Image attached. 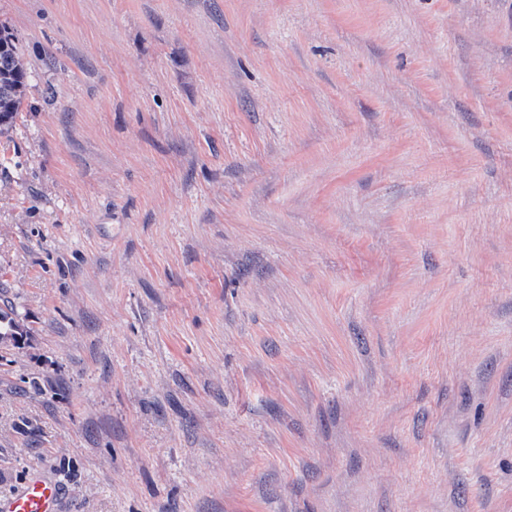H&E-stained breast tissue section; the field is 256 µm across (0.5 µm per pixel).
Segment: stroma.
<instances>
[{
    "mask_svg": "<svg viewBox=\"0 0 512 512\" xmlns=\"http://www.w3.org/2000/svg\"><path fill=\"white\" fill-rule=\"evenodd\" d=\"M0 497L512 512V0H0ZM37 381L39 391L28 388ZM29 72L12 34L0 27V137L8 134L26 100ZM62 502L60 485L34 473L8 498L0 499L1 512H59Z\"/></svg>",
    "mask_w": 512,
    "mask_h": 512,
    "instance_id": "stroma-1",
    "label": "stroma"
}]
</instances>
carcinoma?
Here are the masks:
<instances>
[{"label": "carcinoma", "instance_id": "1", "mask_svg": "<svg viewBox=\"0 0 512 512\" xmlns=\"http://www.w3.org/2000/svg\"><path fill=\"white\" fill-rule=\"evenodd\" d=\"M29 72L12 34L0 27V137L8 134L26 100ZM27 335L16 319L0 311V339Z\"/></svg>", "mask_w": 512, "mask_h": 512}]
</instances>
